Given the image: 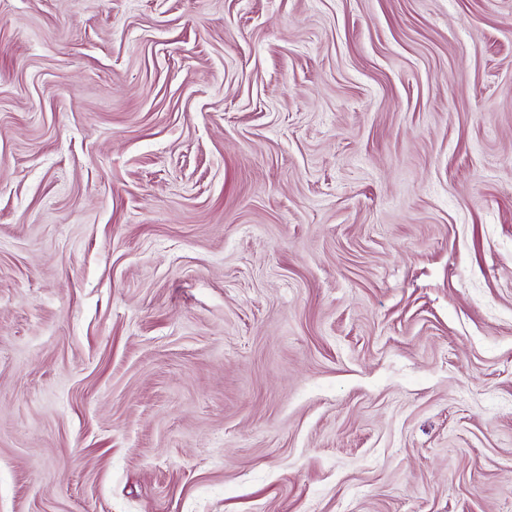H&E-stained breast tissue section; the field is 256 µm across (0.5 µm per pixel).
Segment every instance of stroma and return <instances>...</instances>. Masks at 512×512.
Segmentation results:
<instances>
[{
    "mask_svg": "<svg viewBox=\"0 0 512 512\" xmlns=\"http://www.w3.org/2000/svg\"><path fill=\"white\" fill-rule=\"evenodd\" d=\"M0 512H512V0H0Z\"/></svg>",
    "mask_w": 512,
    "mask_h": 512,
    "instance_id": "35a3bbf8",
    "label": "stroma"
}]
</instances>
